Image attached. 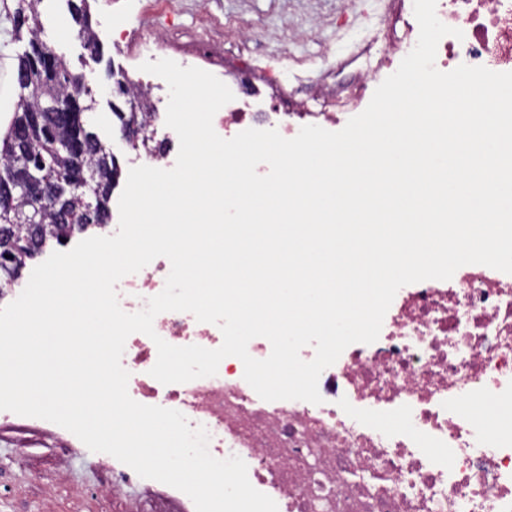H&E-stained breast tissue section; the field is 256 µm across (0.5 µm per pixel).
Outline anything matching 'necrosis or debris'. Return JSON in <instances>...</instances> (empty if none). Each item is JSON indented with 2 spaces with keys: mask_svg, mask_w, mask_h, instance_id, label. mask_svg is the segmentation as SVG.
<instances>
[{
  "mask_svg": "<svg viewBox=\"0 0 512 512\" xmlns=\"http://www.w3.org/2000/svg\"><path fill=\"white\" fill-rule=\"evenodd\" d=\"M436 12L463 33L439 41L438 70L466 64L512 72V0H437ZM387 24L384 56L347 97L329 99L321 88L306 103L250 90L218 111L216 133L229 139L274 129L291 139L306 125L341 130L369 104L370 84L414 48L413 0H399ZM170 270L159 257L124 276L116 285L121 309L142 310ZM153 326L155 337L137 332L126 340L130 397L205 427L210 454L241 457L251 484L278 512H512V421L479 409L512 404V274L468 264L450 280L400 288L377 341L348 346L321 373L318 405L262 400L232 356L216 375L162 384L150 374L155 338L216 349L223 335L189 312L160 313Z\"/></svg>",
  "mask_w": 512,
  "mask_h": 512,
  "instance_id": "4bbe7bcc",
  "label": "necrosis or debris"
}]
</instances>
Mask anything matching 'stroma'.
Listing matches in <instances>:
<instances>
[{"instance_id":"obj_1","label":"stroma","mask_w":512,"mask_h":512,"mask_svg":"<svg viewBox=\"0 0 512 512\" xmlns=\"http://www.w3.org/2000/svg\"><path fill=\"white\" fill-rule=\"evenodd\" d=\"M92 24L103 43L100 61L90 59L73 24L67 0H41L45 40L69 68L82 75L97 101L92 128L117 156L121 174L140 160L123 140L107 105L106 70L144 80L139 66L148 54L137 36L161 33V57L189 60L206 71L247 58L256 74L278 76L297 96L310 86L346 88L356 77L347 60L357 47L372 57L386 48L384 21L394 0H89ZM19 0H0V127L17 102L18 58L28 48L18 39ZM112 472L103 455L89 451L70 431L43 419L14 416L0 421V512H181L184 502L171 490L138 481L119 496H105Z\"/></svg>"}]
</instances>
